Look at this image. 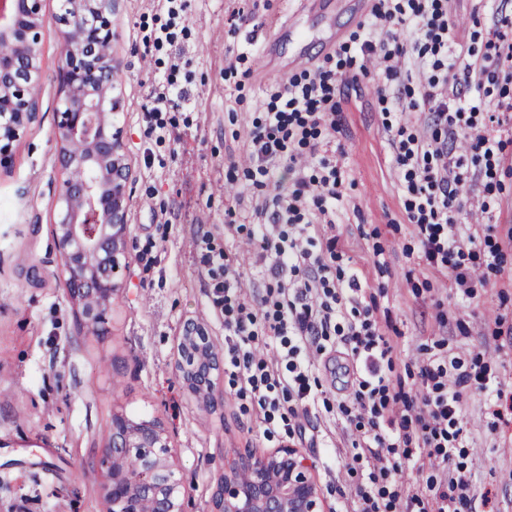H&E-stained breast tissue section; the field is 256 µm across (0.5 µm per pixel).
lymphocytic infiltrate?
<instances>
[{"mask_svg":"<svg viewBox=\"0 0 512 512\" xmlns=\"http://www.w3.org/2000/svg\"><path fill=\"white\" fill-rule=\"evenodd\" d=\"M493 27L484 51L451 40L448 0H376L369 35L359 51L375 61L383 87L417 74V90L390 99L392 111L425 112L423 131L398 127L394 162L401 173L404 206L421 235L426 266L452 268L456 287L472 280L456 258L474 235H462L457 219L476 177L472 167L492 171L504 161V127L512 128V97L493 89L512 83V14L492 12ZM411 32V48L400 42ZM341 85L335 71L318 68L304 79L274 85L261 119L247 134L246 155L252 195L232 202L248 225L228 224V236L245 235L259 246L256 261L268 284L247 292L224 252H209L205 263L224 273V371L240 394L256 404L265 434L305 437V418L317 400L310 383L318 358L337 345L351 352V392L336 405L355 435L352 460L368 471L355 485L347 512H469V482L450 469L461 426V388L483 385L477 368L424 362L422 389L393 391L385 363L390 346L373 308L362 299L357 275L333 266L335 238L319 240L314 227L329 223V210L343 195L335 160L321 152V139L341 132ZM288 161L296 177L291 189L268 193L271 171ZM422 449L436 464L426 496L398 483L402 460Z\"/></svg>","mask_w":512,"mask_h":512,"instance_id":"lymphocytic-infiltrate-1","label":"lymphocytic infiltrate"}]
</instances>
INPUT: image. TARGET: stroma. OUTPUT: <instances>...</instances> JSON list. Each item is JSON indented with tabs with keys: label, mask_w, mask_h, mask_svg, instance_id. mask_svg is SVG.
Instances as JSON below:
<instances>
[{
	"label": "stroma",
	"mask_w": 512,
	"mask_h": 512,
	"mask_svg": "<svg viewBox=\"0 0 512 512\" xmlns=\"http://www.w3.org/2000/svg\"><path fill=\"white\" fill-rule=\"evenodd\" d=\"M368 11L357 0H190L171 18L158 0H121L112 46L132 184L125 197L128 239L123 286L112 305V334L80 335L60 274L52 237L62 183L57 166L56 114L62 108L58 73L64 33L47 22L41 39L39 114L0 166V512H106L103 476L91 464L114 412L163 424L184 481L186 512H207L213 486L237 452L295 448L314 465L329 512L352 479V429L332 406L349 394L344 351L325 356L315 371L330 401L309 416L314 441L265 437L255 411H243L233 389L207 407L190 395L174 366L187 321L224 348V316L215 303L223 273L209 272L195 246L200 227L210 245L235 258L246 289L266 287L259 267L230 223L224 192L232 163L242 162L246 135L270 87L301 76L326 58L343 59L363 32ZM453 39L484 50L491 16L474 0H450ZM167 27L168 42L152 35ZM185 64L173 68L174 55ZM343 180L334 228L339 265L358 273L392 350L393 380L418 391L415 357H458L479 363L488 386L463 390L464 431L459 459L471 483V512H512V144L508 161L472 186L473 205L488 213L459 215L462 229L479 225L465 265L485 266L484 279L460 295L452 271L426 267L418 230L404 209L401 175L391 163L392 130L379 88L358 66L343 76ZM167 80L185 88L183 107L143 112L148 88ZM162 126L170 138L149 135Z\"/></svg>",
	"instance_id": "35a3bbf8"
}]
</instances>
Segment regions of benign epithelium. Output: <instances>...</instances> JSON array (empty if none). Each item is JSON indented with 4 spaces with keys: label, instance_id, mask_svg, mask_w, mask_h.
I'll return each instance as SVG.
<instances>
[{
    "label": "benign epithelium",
    "instance_id": "obj_1",
    "mask_svg": "<svg viewBox=\"0 0 512 512\" xmlns=\"http://www.w3.org/2000/svg\"><path fill=\"white\" fill-rule=\"evenodd\" d=\"M46 0H0V165L37 117V76ZM120 0H70L52 16L65 27L60 66L64 108L57 112V162L64 179L53 228L66 293L85 334L112 335V303L122 288L119 273L127 247L124 207L132 170L124 132L112 122L119 102L110 50L117 32L112 15ZM28 26L16 33L14 15ZM193 352L196 363H186ZM177 368L189 393L214 408L223 403L218 384L224 358L203 327L188 321L177 348ZM136 461L138 469L130 466ZM104 471L107 512H184L183 479L166 431L156 418L113 416L96 457ZM208 512H326L312 465L293 448L267 455H239L216 479Z\"/></svg>",
    "mask_w": 512,
    "mask_h": 512
}]
</instances>
